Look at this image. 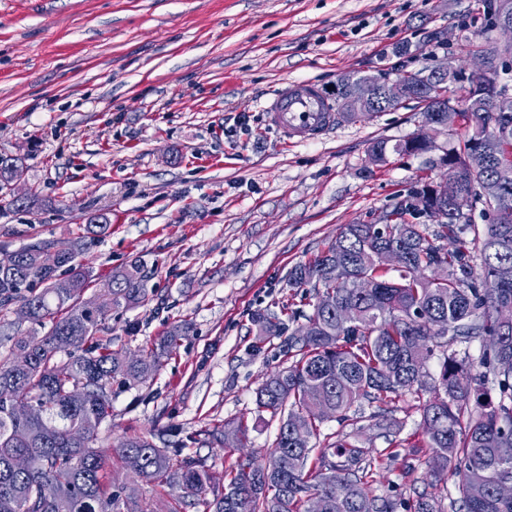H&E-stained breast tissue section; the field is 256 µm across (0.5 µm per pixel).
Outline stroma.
<instances>
[{
    "label": "stroma",
    "instance_id": "stroma-1",
    "mask_svg": "<svg viewBox=\"0 0 512 512\" xmlns=\"http://www.w3.org/2000/svg\"><path fill=\"white\" fill-rule=\"evenodd\" d=\"M487 21L486 0H0V151L19 159L0 190V248L79 241L89 299L112 270L143 260L155 296L112 312L113 348L158 349L172 325L187 326L145 383L113 381L97 447L167 431L205 461L219 492L232 458L210 432L244 421L246 453L266 460L278 423L258 411L255 391L290 358L255 316L304 324L315 292L288 287L289 271L342 225L374 222L438 179L462 132H431L432 150L375 165L372 142L429 132L422 105L341 117L321 139L293 144L267 125L266 100L285 81L325 88L344 73L445 61L478 70L503 40ZM401 42L413 55H393ZM18 195L39 203L15 209ZM92 213L108 217L104 236L87 234ZM384 419L402 423L395 441L378 436ZM420 421L410 395L366 404L360 418L324 422L316 444L358 433L389 449L371 486L406 501L430 476ZM112 476L115 494L154 508L173 495L117 461Z\"/></svg>",
    "mask_w": 512,
    "mask_h": 512
}]
</instances>
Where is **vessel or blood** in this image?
Segmentation results:
<instances>
[{
  "mask_svg": "<svg viewBox=\"0 0 512 512\" xmlns=\"http://www.w3.org/2000/svg\"><path fill=\"white\" fill-rule=\"evenodd\" d=\"M268 122L284 138L308 142L322 135L336 114L322 89L311 81L284 84L266 108Z\"/></svg>",
  "mask_w": 512,
  "mask_h": 512,
  "instance_id": "b4317fda",
  "label": "vessel or blood"
}]
</instances>
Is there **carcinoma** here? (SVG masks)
<instances>
[{"mask_svg":"<svg viewBox=\"0 0 512 512\" xmlns=\"http://www.w3.org/2000/svg\"><path fill=\"white\" fill-rule=\"evenodd\" d=\"M400 79L427 120L450 101L446 83L429 78L420 91L417 75ZM455 103L465 128L462 145L448 153L456 183L413 187L386 212V223L346 224L290 271L288 287L328 292L332 305L313 304L306 323L288 335L292 363L269 374L256 392L260 411L279 421L267 462L237 459L224 470V490L211 499L209 469L179 448L136 435L117 448L94 447L97 429L112 417V380L144 382L157 368L154 351L132 354L98 336L113 310L149 301L144 263L113 271L89 308L91 271L78 260V243L38 241L4 253L0 308L20 303L44 333L13 335L9 352L0 354V512H115L107 479L114 456L127 473L181 491L166 512H179L189 500L201 512H307L313 495L325 499V512H396L393 500L371 489L376 457L358 435L339 433L319 449L312 439L323 422L356 415L365 401L388 405L407 394L422 401L431 475L451 465L459 473L456 512H512V500L495 493L500 481L512 480V325L496 317L499 304L512 303V185L494 180L499 164L512 163V114L491 111L489 98L479 94ZM431 149L426 141L377 140L370 159L383 164L391 153ZM460 195L480 203L487 221L477 266L459 236L463 216L451 215ZM42 246L61 254L63 274L36 265L33 251ZM389 246L404 254L396 277L377 258ZM348 307L356 320L343 327L338 320ZM257 322L261 336L286 330L278 319ZM476 340L483 346L476 363L451 350ZM438 348L443 360L433 375L428 362ZM476 364L483 371H473ZM490 375L493 396L486 390ZM293 417L308 424V441L292 437ZM82 427L89 436H78ZM17 456L29 458L27 470L13 468ZM47 480L55 486L50 498L41 494ZM431 486L416 492L413 512H444L427 491Z\"/></svg>","mask_w":512,"mask_h":512,"instance_id":"cac0c4a2","label":"carcinoma"}]
</instances>
